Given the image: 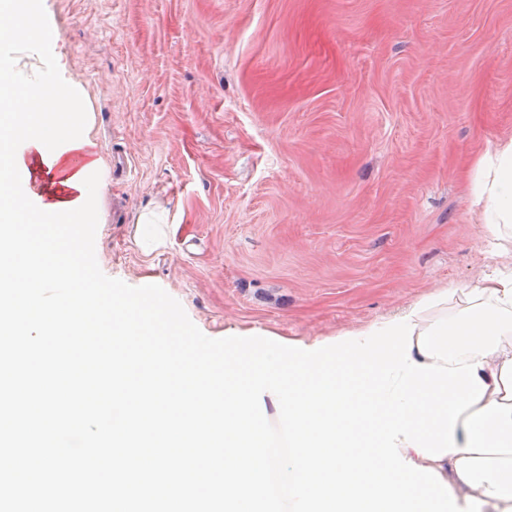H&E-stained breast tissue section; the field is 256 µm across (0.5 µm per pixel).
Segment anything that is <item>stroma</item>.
<instances>
[{
  "label": "stroma",
  "instance_id": "stroma-1",
  "mask_svg": "<svg viewBox=\"0 0 512 512\" xmlns=\"http://www.w3.org/2000/svg\"><path fill=\"white\" fill-rule=\"evenodd\" d=\"M43 7L102 161L98 265L204 335L332 336L499 264L469 176L512 136V0ZM145 208L135 220V241L140 252L146 256L164 248L167 243L170 224H167L165 210Z\"/></svg>",
  "mask_w": 512,
  "mask_h": 512
}]
</instances>
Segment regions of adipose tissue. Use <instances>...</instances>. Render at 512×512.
<instances>
[{
	"instance_id": "ef3b65f1",
	"label": "adipose tissue",
	"mask_w": 512,
	"mask_h": 512,
	"mask_svg": "<svg viewBox=\"0 0 512 512\" xmlns=\"http://www.w3.org/2000/svg\"><path fill=\"white\" fill-rule=\"evenodd\" d=\"M23 159L29 172L47 169L60 177L61 186L51 194L45 193L39 183L28 185L29 190L41 195L43 204L53 205L80 197V190L69 187L67 181L78 173L80 166L94 162L95 156L84 145L66 151L48 167L39 151L30 146L25 148ZM471 189L484 238L497 255H505L507 243L512 242V137L499 140L493 151L481 158ZM168 234L165 212L146 208L137 215L134 236L142 254L149 255L164 248ZM482 302L512 310L511 267L483 276L475 286L456 293L453 300L417 313L412 321L423 330L445 314ZM478 376L487 387L484 402L512 405V332L502 334L498 351L485 357ZM455 440L458 453L445 455L437 461L418 455L407 445L400 446L399 451L417 465L439 472L450 485L458 506H465L467 497L472 496L481 500V512H512V455L467 453L466 433L460 427L455 430Z\"/></svg>"
}]
</instances>
